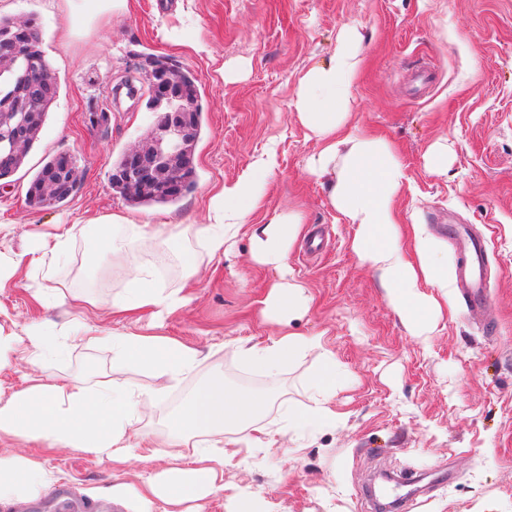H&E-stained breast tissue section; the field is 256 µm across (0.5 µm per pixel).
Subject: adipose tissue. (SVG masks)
Instances as JSON below:
<instances>
[{
	"label": "adipose tissue",
	"mask_w": 512,
	"mask_h": 512,
	"mask_svg": "<svg viewBox=\"0 0 512 512\" xmlns=\"http://www.w3.org/2000/svg\"><path fill=\"white\" fill-rule=\"evenodd\" d=\"M357 75V52L346 32L329 60L308 70L298 85V117L319 145L310 171L318 174L331 163H339L330 204L346 223L356 225L353 251L357 259L379 272L389 306L412 332L419 333L435 304L426 288L446 289L450 272L433 240L421 230H414L413 250L405 252L396 210L403 187L402 166L386 142L346 128ZM270 176L268 164L260 162L246 175L216 187L201 220L194 224L200 249L179 254L182 288L159 287L151 272L134 259L141 250L171 245L162 225L141 224L124 213L96 218L76 215L52 225L31 248L9 257L0 254V282L23 273L36 282L31 296L37 303L64 301L55 265L70 252L77 236L83 235L122 257L125 280L111 302L87 296L84 304L126 317L175 312L186 305L182 290L198 282L207 258L224 253L245 218L260 207L261 188ZM302 222L296 212L273 216L251 235L253 259L287 273L288 251ZM308 308L307 291L296 282L274 284L263 302L265 317L283 326L302 317ZM78 331L88 337L98 334L97 327L86 321L77 327L62 325L50 335L35 328L26 334L22 358L32 372L24 387L0 399V504L32 500L50 491L59 477L43 457L58 449L122 463L143 460L145 448L152 447L164 459V466L150 471L141 486L113 485V497L135 499L142 512H152L157 505L162 512H201L202 501L221 489L217 468L234 444L228 436L230 429L254 425L259 434H266L260 420L269 398L226 386L223 378L215 377L195 390L172 419L169 431L145 437L134 426L136 414L151 407L172 382L196 367L199 350L163 336L115 331L108 338L113 353L148 371L153 385L141 389L118 386L106 372L72 380L41 373L45 356L64 354ZM320 346L319 338L286 332L267 345L237 351L245 362L273 373L307 352L320 350L308 377L320 400L289 411L282 433L317 431L336 422L335 412L326 403L339 382L336 359ZM14 441L23 442L26 452H4V445ZM188 448L195 451L189 462L184 459Z\"/></svg>",
	"instance_id": "ef3b65f1"
}]
</instances>
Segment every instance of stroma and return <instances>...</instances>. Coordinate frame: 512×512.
Listing matches in <instances>:
<instances>
[{"label":"stroma","mask_w":512,"mask_h":512,"mask_svg":"<svg viewBox=\"0 0 512 512\" xmlns=\"http://www.w3.org/2000/svg\"><path fill=\"white\" fill-rule=\"evenodd\" d=\"M80 2L0 0V16L36 20L60 86L23 167L0 181V252L24 251L70 213L123 212L182 227L176 248L138 255L159 269L164 287H180L178 254L200 246L190 222L217 185L260 159L273 175L248 223L297 211L302 234L315 224L327 230L322 254L305 256L297 241L287 263L313 298L291 331L321 336V350L334 354L342 372L329 401L335 425L314 434L278 432L287 409L313 404L308 376L320 350L274 375L235 353L236 344H264L282 332L261 315L278 273L252 261L249 236L211 260L188 304L158 329L200 349L202 358L139 419L142 431H166L215 374L226 386L273 397L263 423L275 432L274 444L256 448L252 430L233 431L239 452L224 466L223 491L206 499L202 512H240L245 503L253 512H377L374 497L386 491L407 501V512H512V0H136L128 14L65 36ZM343 31L363 60L350 124L386 140L401 162L403 223L422 225L452 266L458 255L448 224H474L484 233L494 332L454 287L452 307L432 316L429 331L411 334L388 305L378 273L352 251L357 227L329 202L333 174L309 173L317 144L298 118L296 89L333 55ZM156 59L197 78V181L176 203L134 207L112 192L110 177L118 156L142 143L153 122L145 71ZM425 62L435 71L429 82L414 76ZM97 111L104 118L93 129L87 117ZM58 151L85 159L79 188L63 207L31 210L30 181ZM439 151L447 159L441 172L433 167ZM87 246L76 240L56 278L70 293L111 299L124 285L119 263L107 252L98 269H86ZM0 309L21 325L90 320L105 335L118 326L106 312L70 302L35 308L14 278L0 287ZM45 368L75 379L108 371L119 385L153 383L104 341L74 340ZM46 464L61 477L55 490L0 512H137L135 501L112 498L110 488L119 480L139 483L152 468L132 460L116 469L66 449Z\"/></svg>","instance_id":"stroma-1"}]
</instances>
